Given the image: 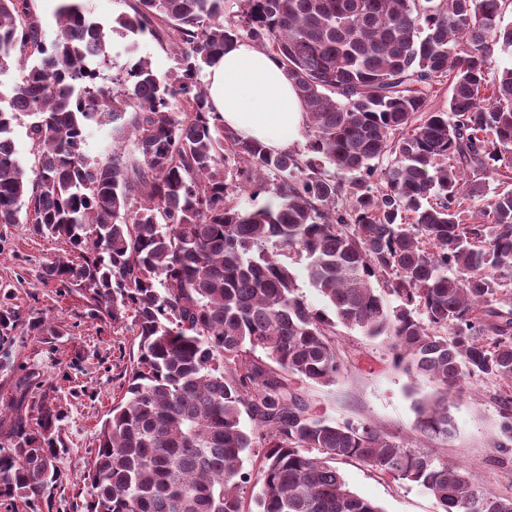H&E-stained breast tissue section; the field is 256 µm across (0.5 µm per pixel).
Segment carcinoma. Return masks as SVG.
Returning <instances> with one entry per match:
<instances>
[{
  "label": "carcinoma",
  "instance_id": "obj_1",
  "mask_svg": "<svg viewBox=\"0 0 512 512\" xmlns=\"http://www.w3.org/2000/svg\"><path fill=\"white\" fill-rule=\"evenodd\" d=\"M227 2L136 0L107 27L86 0H59L50 39L32 0H0V76L18 73L0 82V224L68 243L74 258L45 264L40 280L137 340L97 433L85 512H383L348 487L336 467L348 459L423 487L443 512H512L466 465L312 408L301 384L334 383L346 366L334 323L297 293L288 265V253L305 256L338 323L386 339L395 364L438 386L416 404L425 439H448V399L468 378L512 384V307L500 298L512 191L465 206L488 180L512 179V66L494 60L512 53L506 0ZM118 30L165 43L173 69L140 58L104 80ZM239 39L293 82L305 151H270L213 114L202 72ZM445 78L448 108L431 112ZM92 124L130 145L88 156ZM17 125L37 150L30 174ZM270 181L274 202L243 205ZM21 322L0 304L1 332ZM7 343L0 370L13 372ZM54 393L27 372L0 411L3 512H41L65 491ZM501 430L509 452L512 407ZM254 448L255 475L242 467Z\"/></svg>",
  "mask_w": 512,
  "mask_h": 512
}]
</instances>
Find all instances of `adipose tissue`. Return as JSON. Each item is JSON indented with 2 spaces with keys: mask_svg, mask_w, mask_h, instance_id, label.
Listing matches in <instances>:
<instances>
[{
  "mask_svg": "<svg viewBox=\"0 0 512 512\" xmlns=\"http://www.w3.org/2000/svg\"><path fill=\"white\" fill-rule=\"evenodd\" d=\"M212 106L224 126L272 150H289L302 140L306 114L282 66L245 40L229 43L207 71Z\"/></svg>",
  "mask_w": 512,
  "mask_h": 512,
  "instance_id": "adipose-tissue-1",
  "label": "adipose tissue"
}]
</instances>
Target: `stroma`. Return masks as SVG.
Segmentation results:
<instances>
[{"instance_id": "1", "label": "stroma", "mask_w": 512, "mask_h": 512, "mask_svg": "<svg viewBox=\"0 0 512 512\" xmlns=\"http://www.w3.org/2000/svg\"><path fill=\"white\" fill-rule=\"evenodd\" d=\"M115 67L147 58L160 73L174 58L167 46L151 36L110 39ZM67 247L36 236L26 224H0V297L19 309L24 325L12 330L17 362L34 368L43 384L56 388L67 417L69 451L61 468L64 494L55 495L49 512H84L89 498L85 476L96 436L112 405V395L126 379L129 358L137 347L133 336L113 334L111 326L89 319L78 295L59 294L55 284L39 278L48 262L65 258ZM55 327L49 335L30 329L29 320ZM336 350L344 362V378L329 385L303 384L317 412L339 422H371L398 442L417 449L423 442L413 430L414 404L434 392L425 379H415L394 366L383 339H369L359 330L336 328ZM512 398V386L494 377H474L450 407L454 430L447 442L436 443L438 456L467 465L474 482L500 497H512V452L501 453V401ZM339 470L352 491L382 507L383 512H440L436 500L422 488L379 474L356 461Z\"/></svg>"}]
</instances>
